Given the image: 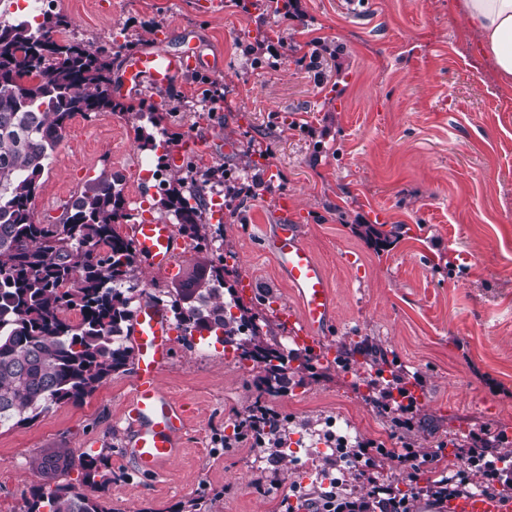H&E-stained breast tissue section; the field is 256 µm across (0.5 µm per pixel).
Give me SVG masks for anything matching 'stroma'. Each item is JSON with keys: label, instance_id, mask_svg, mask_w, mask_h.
<instances>
[{"label": "stroma", "instance_id": "obj_1", "mask_svg": "<svg viewBox=\"0 0 512 512\" xmlns=\"http://www.w3.org/2000/svg\"><path fill=\"white\" fill-rule=\"evenodd\" d=\"M223 2L211 14L195 0H45L43 12L67 22L62 38L106 48L112 96L125 108L78 118L43 172L35 218L58 223L70 197L105 170L121 177L124 196L157 205L143 170L158 155L139 145L141 109L163 112L170 145L198 141L179 174H240L258 155L255 174L270 167L277 181L225 212L220 243L186 241L177 277L142 268L138 279L170 298L226 254L225 285L250 279L243 304L284 338L271 302L298 300L262 244L288 196L336 298L335 356L295 358L271 396L260 387L263 365L246 372L218 343L173 337L158 383L186 425L163 475L138 474L125 455L130 365L81 405L0 427V512H20L34 483L80 484L86 456L100 458L105 476L90 494L112 512H196L199 501L207 512H309L305 495L287 486L291 460L262 461L251 441H233L239 420L262 405L292 431L331 417L358 440L392 445V425L373 401L376 365L420 376L424 401L403 441L446 448L423 466L413 512H439L425 489L458 469L470 432L506 433L496 450L512 456V83L475 51L457 0H294L285 16ZM162 31L169 49L199 44L219 67L177 74L163 91L121 90L127 54L154 49ZM260 34L285 43L276 68L246 50ZM116 38L128 48L113 47ZM348 254L362 278L345 265ZM52 456L70 469L31 472L30 459Z\"/></svg>", "mask_w": 512, "mask_h": 512}]
</instances>
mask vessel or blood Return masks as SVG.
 <instances>
[{
  "instance_id": "b4317fda",
  "label": "vessel or blood",
  "mask_w": 512,
  "mask_h": 512,
  "mask_svg": "<svg viewBox=\"0 0 512 512\" xmlns=\"http://www.w3.org/2000/svg\"><path fill=\"white\" fill-rule=\"evenodd\" d=\"M211 60L202 48L171 51L161 48L136 52L126 57L121 87L138 90L149 86L166 89L177 73L210 68ZM137 258L150 268L173 275L176 256L183 243L169 222L140 218L129 227ZM263 251L272 258L300 303L293 309L278 306L277 313L290 338L302 352L333 357L334 348L325 336L332 324L335 297L328 274L302 242L296 225L281 222L263 240ZM131 334L137 359L128 420L132 425L125 450L138 473L159 477L180 453L177 436L184 426V412L160 390L157 376L171 350L172 325L167 310L149 301L141 303L132 319ZM452 512H512V502L475 492L457 498Z\"/></svg>"
}]
</instances>
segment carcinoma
<instances>
[{
  "label": "carcinoma",
  "instance_id": "carcinoma-1",
  "mask_svg": "<svg viewBox=\"0 0 512 512\" xmlns=\"http://www.w3.org/2000/svg\"><path fill=\"white\" fill-rule=\"evenodd\" d=\"M65 26L51 15L36 30L26 21H0V426L31 423L53 404H82L134 355L129 283L138 266L132 239L119 232L129 214L117 175L105 171L73 194L60 223L34 217L40 177L73 116L125 110L109 93L112 62L105 50L54 38ZM224 181L222 170L205 171L187 188L183 180L168 181L159 205L183 235L206 245L214 235L204 217L203 186ZM98 242L108 251L87 250ZM224 270L221 255L204 290L186 288L170 300L176 323L186 333L229 338L247 331L241 357L252 356L251 346L265 359L281 360L241 299L224 300ZM70 308L81 312L75 326L59 317ZM98 462L83 460L84 485H97ZM43 509L112 512L73 485L34 484L23 512Z\"/></svg>",
  "mask_w": 512,
  "mask_h": 512
}]
</instances>
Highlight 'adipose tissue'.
Wrapping results in <instances>:
<instances>
[{
  "label": "adipose tissue",
  "mask_w": 512,
  "mask_h": 512,
  "mask_svg": "<svg viewBox=\"0 0 512 512\" xmlns=\"http://www.w3.org/2000/svg\"><path fill=\"white\" fill-rule=\"evenodd\" d=\"M478 51L498 78L512 81V0H459Z\"/></svg>",
  "instance_id": "adipose-tissue-1"
}]
</instances>
